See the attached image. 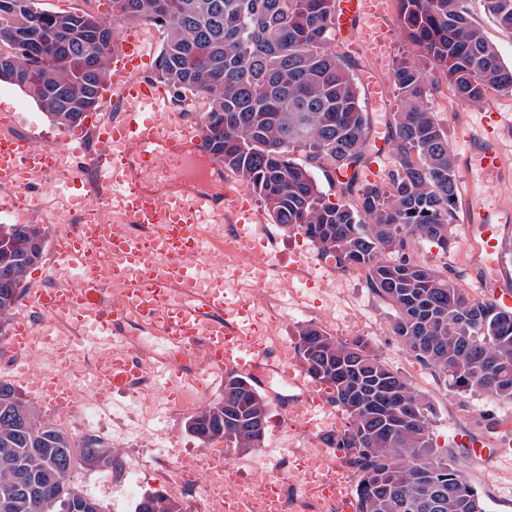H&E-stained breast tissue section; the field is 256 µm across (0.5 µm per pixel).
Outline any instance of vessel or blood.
<instances>
[{
  "instance_id": "b4317fda",
  "label": "vessel or blood",
  "mask_w": 512,
  "mask_h": 512,
  "mask_svg": "<svg viewBox=\"0 0 512 512\" xmlns=\"http://www.w3.org/2000/svg\"><path fill=\"white\" fill-rule=\"evenodd\" d=\"M381 13L379 0H338L334 29L344 41L360 39ZM148 50L142 41L119 35L112 49V83L99 110H116L115 118L97 121L96 146L85 139L66 140L62 151L83 156L81 166L50 179L55 163L34 136L0 134V188L8 189L37 175L57 195L80 190L82 198L102 195L112 213L108 224L94 223L83 212L73 229L56 236L45 257L41 281L27 288L7 349L13 356L17 383L49 404H67L82 393L70 381L69 368L85 355L95 356L91 400L111 404L116 393L137 394L143 375H151L156 393L177 398L191 386L221 382L233 372L268 387V347L254 337L256 300L241 288L240 257L225 254L221 240L225 220L249 223L236 192L217 178V159L202 143L194 121L174 120L163 88L140 79ZM464 170L479 169L486 202L465 195V229L473 256L482 267L497 269L500 240L512 223V208L500 200L512 157L495 142L466 151ZM118 285L117 295L104 293L105 283ZM489 297L501 309L512 308V284L489 280ZM48 314L69 318L81 331L78 341L62 345L33 318ZM137 323L172 348L142 364L123 328ZM200 373H189L192 363ZM289 385L302 391L297 406L273 417L288 429L304 424L305 437L334 473L327 482L305 481L301 493L333 498L339 512H353L350 464L330 448L325 420L315 419L319 383L299 359L279 370ZM236 477L224 455L208 457L205 470H184L181 480L207 485L215 473ZM273 481L237 489L240 512L272 507L278 497Z\"/></svg>"
}]
</instances>
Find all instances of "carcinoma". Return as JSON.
<instances>
[{
    "label": "carcinoma",
    "instance_id": "1",
    "mask_svg": "<svg viewBox=\"0 0 512 512\" xmlns=\"http://www.w3.org/2000/svg\"><path fill=\"white\" fill-rule=\"evenodd\" d=\"M111 19L51 13L35 0H0V80L25 89L53 120L82 125L99 98L111 53L94 37L101 25L149 22L162 30L154 75L207 104L204 147L262 201L276 224L301 231L341 271L361 270L395 308L392 333L423 366L462 392L512 402V311L474 298L415 259L416 239L442 252L456 237V162L431 108L444 78L457 98L478 105L487 90L512 92L503 64L466 0H396V22L411 51L393 69L396 111L387 141L392 167L361 189L358 203L325 200L315 172L348 192L372 154L371 118L357 82L336 51V0H110ZM512 31V0H484ZM46 233L0 224V331L39 264ZM309 372L348 416L333 445L350 457L358 512H485L480 494L452 456L431 452L433 411L366 339H339L306 324L295 332ZM270 405L251 381L224 379V396L186 420L204 444L260 448ZM94 436L77 439L49 422L0 380V512H100L78 491L81 465L103 456ZM136 512H184L164 493Z\"/></svg>",
    "mask_w": 512,
    "mask_h": 512
}]
</instances>
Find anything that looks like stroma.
<instances>
[{
    "instance_id": "stroma-1",
    "label": "stroma",
    "mask_w": 512,
    "mask_h": 512,
    "mask_svg": "<svg viewBox=\"0 0 512 512\" xmlns=\"http://www.w3.org/2000/svg\"><path fill=\"white\" fill-rule=\"evenodd\" d=\"M378 49L357 42H341L339 51L350 63L358 83L362 101L371 115V135L383 140L388 134V121L393 112L396 90L392 70L396 60L408 50V43L396 25L395 14H388L377 28ZM436 118L448 134V146L454 157L464 155L471 139L480 133L482 114H497L496 135L506 152L512 155V95L488 91L478 105L460 103L449 86H442L432 102ZM11 121L15 133L37 135L41 145L60 148L70 135L59 127L40 106L17 86L0 81V118ZM250 210L261 226L271 229L279 246L271 254V262L279 269L301 265L303 276L292 287L279 293L267 312L279 326L281 340L294 341L298 325L312 323L340 339L357 336L367 338L383 361L410 382L414 391L433 409L430 438L436 456H454L458 468L481 494L486 512H512V403L475 392L462 393L450 388L430 369L419 364L392 333L393 309L368 288L359 271L341 272L326 263L314 244L298 231L273 223L256 195H249ZM415 258L439 271L447 272L471 296L485 297L482 286L484 269L472 262L463 244L449 252L427 241H416ZM38 416L52 422L68 434L99 435L108 452L107 459L83 465L75 483L85 495L94 498L101 512H135L138 501L148 493L166 490L152 467L133 469L124 482L112 481L113 459L122 452L121 439L105 432L96 409L78 414L76 409L51 407L35 403ZM162 420L171 433L166 447L158 450L175 468L195 467L206 458L202 443L186 431L185 412L170 409L162 412ZM490 440L503 451L490 459L475 458L458 444L461 436ZM275 453L285 463L283 471L289 486L303 477L297 469L294 454L287 448L282 433L268 428L263 447L246 451L253 465L264 466L267 453Z\"/></svg>"
}]
</instances>
